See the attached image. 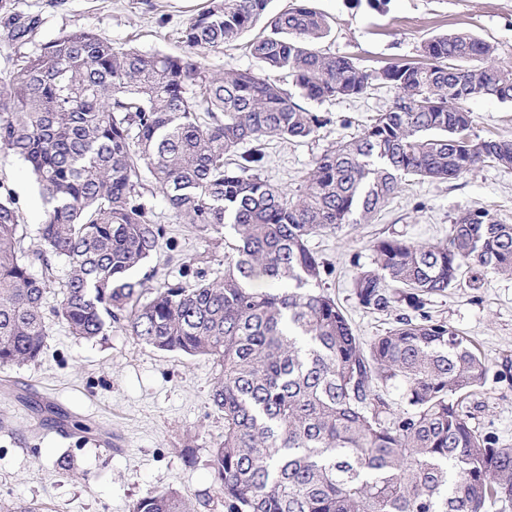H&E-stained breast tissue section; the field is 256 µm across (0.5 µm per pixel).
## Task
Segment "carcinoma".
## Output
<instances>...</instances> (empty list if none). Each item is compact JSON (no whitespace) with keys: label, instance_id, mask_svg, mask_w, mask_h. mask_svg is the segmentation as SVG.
<instances>
[{"label":"carcinoma","instance_id":"cac0c4a2","mask_svg":"<svg viewBox=\"0 0 512 512\" xmlns=\"http://www.w3.org/2000/svg\"><path fill=\"white\" fill-rule=\"evenodd\" d=\"M266 5L207 0L182 29L178 55L69 31L0 76V150L23 161L48 205L27 248L15 202L0 194V369L42 355L61 263L54 314L72 335L93 339L122 321L159 351L219 366L210 400L224 413V440L211 465L225 512H504L512 447L473 427L465 406L487 373L477 347L445 322L407 317L362 340L325 292L328 267L307 243L370 220L410 177L511 169L512 137L473 134L466 103L512 101V70L493 44L456 31L423 43V64L369 72L321 51L328 23L310 0H293L248 44L255 59L320 103L359 99L375 83L398 95L316 156L289 193L260 177L264 142L312 139L325 119L259 73L214 75L202 64ZM145 169L182 223L232 231L224 272L210 277L184 261L191 283L134 276L163 240L142 201ZM490 274L512 276V224L480 208L454 219L445 244L374 242L353 288L365 308L419 310L425 297L463 282L480 288ZM29 407L64 427L62 410ZM129 512L189 508L169 489Z\"/></svg>","mask_w":512,"mask_h":512}]
</instances>
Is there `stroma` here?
Segmentation results:
<instances>
[{
    "instance_id": "1",
    "label": "stroma",
    "mask_w": 512,
    "mask_h": 512,
    "mask_svg": "<svg viewBox=\"0 0 512 512\" xmlns=\"http://www.w3.org/2000/svg\"><path fill=\"white\" fill-rule=\"evenodd\" d=\"M205 0H11L8 15L37 17L33 37L0 40V73L37 52L64 32L84 28L117 46L146 53L177 54L185 22ZM327 16L331 32L320 48L348 54L368 70L419 61L422 43L464 30L497 48L512 66V0H389L373 9L367 0H312ZM391 87L334 104L305 101L326 118L317 137L270 142L261 176L296 190L313 158L358 134L365 122L388 109ZM468 107L481 137L512 134V101L474 99ZM0 189L10 192L23 217L26 244L37 241L45 217L39 188L27 166L0 151ZM164 230L163 249L152 260L160 275L175 280L182 262L216 273L224 249L214 234L176 220L161 193L145 194ZM484 207L512 224V170L485 166L452 182L407 179L369 223L350 224L312 237L310 249L329 267L325 290L344 308L358 336L371 339L392 327L401 308L383 312L362 307L353 279L371 264L370 246L397 237L439 244L453 218ZM424 314L447 322L477 345L488 372L470 397V421L499 443L512 445V277L489 276L482 288L459 286L428 297ZM50 334L38 362L0 370V512L31 506L37 512H128L135 500L178 490L191 512H224L210 465L224 437V417L209 394L218 373L205 357L164 353L113 324L92 340L72 336L50 319ZM31 400L65 410L98 429L99 440L41 424Z\"/></svg>"
}]
</instances>
